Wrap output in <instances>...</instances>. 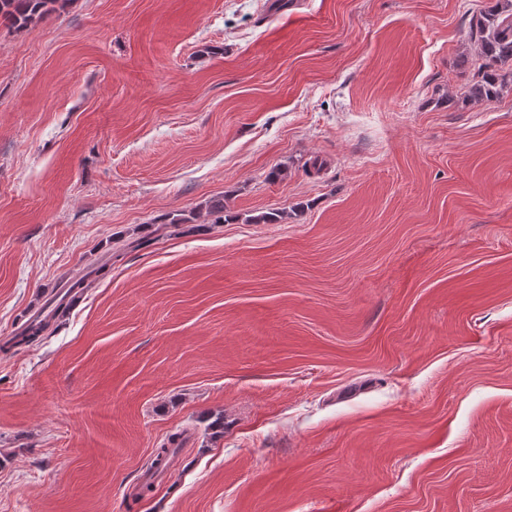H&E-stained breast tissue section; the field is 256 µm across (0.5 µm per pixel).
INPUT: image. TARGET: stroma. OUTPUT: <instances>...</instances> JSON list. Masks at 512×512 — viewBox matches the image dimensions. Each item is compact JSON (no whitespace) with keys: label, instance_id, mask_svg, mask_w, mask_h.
Masks as SVG:
<instances>
[{"label":"stroma","instance_id":"stroma-1","mask_svg":"<svg viewBox=\"0 0 512 512\" xmlns=\"http://www.w3.org/2000/svg\"><path fill=\"white\" fill-rule=\"evenodd\" d=\"M485 3L0 21V342L100 269L0 350V512H512V85L450 101ZM64 302L65 299L61 301L56 300V297L51 299V301L48 303V306L43 308L37 316L26 321L18 333L4 341L0 346V350L7 351L22 345H29L39 340L48 330L51 322L58 319L56 316L57 312L64 307ZM52 305L53 307L50 308V315L47 317H42L43 311Z\"/></svg>","mask_w":512,"mask_h":512}]
</instances>
